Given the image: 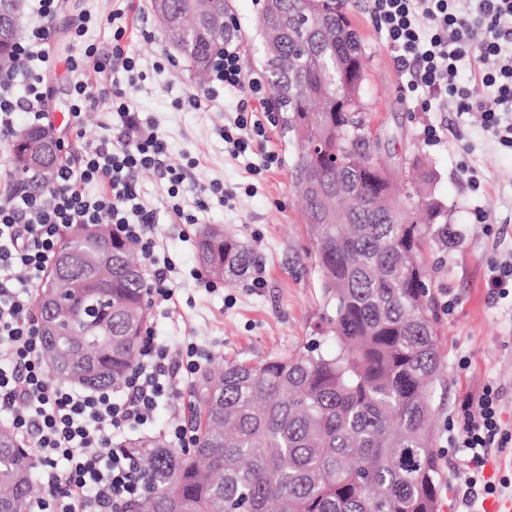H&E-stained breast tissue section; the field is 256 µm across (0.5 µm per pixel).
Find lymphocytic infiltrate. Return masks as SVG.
I'll use <instances>...</instances> for the list:
<instances>
[{"label": "lymphocytic infiltrate", "instance_id": "f902f5d3", "mask_svg": "<svg viewBox=\"0 0 512 512\" xmlns=\"http://www.w3.org/2000/svg\"><path fill=\"white\" fill-rule=\"evenodd\" d=\"M59 0H35V23L16 44L9 62L0 65V141L9 140L17 113H26L35 126L51 122L52 90L42 70L48 62L53 20ZM456 0H371L372 15L396 53L401 69L410 73V86L440 102H454L460 111L478 110L485 127L500 144L512 148V0H467L460 11ZM91 21L83 15L73 26L81 49L68 62L71 72L86 67L100 73L121 70L134 74L137 58L127 37L124 13L106 18L112 27V46L99 53L85 35ZM485 23L481 41L471 31ZM483 63L473 86L455 82L457 63L464 57ZM25 73L23 96L12 92L18 73ZM211 88L206 95L188 94L182 107L204 108L217 87L244 89L236 116L223 130L230 154L239 158L261 148L266 137L268 110L258 109L267 88L260 79H245L235 39H228L211 65ZM107 106L116 109L118 124L110 138L86 142L77 156L58 160L50 190L34 195L14 183L8 204L0 206V415H7L17 438L39 451L40 482L44 493L31 512H117L121 502L143 490L141 463L117 447L114 434L127 427L147 425L159 401L177 382L199 372L198 345L183 344L179 356L153 340L143 342L136 366L117 401L107 389H87L56 383L48 376L43 342L33 317L30 293L56 255L59 240L76 224H110L134 242L146 261L147 300L157 306L174 304L176 266L161 250L154 234L157 211L145 203L137 187L142 171L157 172L167 182L168 210L175 223H196L185 211L180 187L183 168L167 164V145L153 125L133 107L119 82L95 84L79 79L73 85L69 125L82 136L85 112ZM100 185L92 194L88 185ZM466 424L449 439L467 456L465 504L478 496H493L511 481L486 479L489 450L501 430L500 393L486 385L462 403Z\"/></svg>", "mask_w": 512, "mask_h": 512}]
</instances>
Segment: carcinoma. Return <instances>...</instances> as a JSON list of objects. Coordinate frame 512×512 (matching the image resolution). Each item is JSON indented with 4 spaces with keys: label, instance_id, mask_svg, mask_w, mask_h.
I'll return each mask as SVG.
<instances>
[{
    "label": "carcinoma",
    "instance_id": "carcinoma-1",
    "mask_svg": "<svg viewBox=\"0 0 512 512\" xmlns=\"http://www.w3.org/2000/svg\"><path fill=\"white\" fill-rule=\"evenodd\" d=\"M222 21L196 17L197 0H168L186 27L174 40L189 66L206 74L224 48L227 0H213ZM277 58L262 64L292 146L289 170L303 201L306 251L334 303L328 324L336 348L295 351L261 362H228L206 378L193 413V448H173L160 435L126 438L120 447L147 470L143 495L119 512H436L438 465L429 426L431 392L440 369V337L426 299L423 252L454 242L442 202L428 190L434 172L407 162L417 194L388 205L394 172L378 157L364 111L365 52L336 0H265L258 22ZM347 85L346 103L336 95ZM15 132V175L39 194L24 144ZM342 155L340 168L314 146ZM81 225L64 248L103 242L112 264L61 266L44 278L69 289L67 325L45 336L50 371L65 364L70 381L121 387L134 368L149 321L144 264L129 241L101 224ZM201 264L227 284L245 279L252 249L219 224L197 241ZM37 456L0 424V512H29Z\"/></svg>",
    "mask_w": 512,
    "mask_h": 512
}]
</instances>
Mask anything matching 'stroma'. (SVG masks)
<instances>
[{"label":"stroma","mask_w":512,"mask_h":512,"mask_svg":"<svg viewBox=\"0 0 512 512\" xmlns=\"http://www.w3.org/2000/svg\"><path fill=\"white\" fill-rule=\"evenodd\" d=\"M151 5L152 0H60L46 75L54 114L66 113L74 82L67 67L76 50L73 22L87 13L94 16L86 38L105 53L112 42L105 18L112 10H124L131 49L146 75L129 96L143 117L155 123L167 144L169 164L187 166L185 207L193 208L201 188L215 182L235 194L226 203L208 196V209L199 213L198 223L175 224L163 206V181L150 171L138 174L144 199L158 210L155 232L175 260L181 281L175 311L150 310L154 339L172 347L196 338L209 354L203 363L208 371L221 370L228 361L260 362L290 353L314 339L331 348L320 274L304 253L307 230L279 126L267 130V147L277 154V165L253 177L243 160L230 156L222 135L235 115L239 91L219 93L201 111L176 109L177 99L203 93L208 85L181 59L156 69L161 53L171 52L172 46L153 16L147 22L154 40L139 36L140 11ZM262 8L263 0H231L241 63L250 78L264 73V46L257 31ZM345 12L365 47L370 90L366 111L371 126L379 130L381 151L393 166L417 157L436 172L433 188L458 238L457 246L427 251L425 257L441 336L442 366L433 399L434 446L442 479L437 512H464L465 456L450 447L448 438L463 425L460 401L478 395L489 383L501 389V426L508 438L492 449L485 475L512 478V294L501 296L489 284L492 268L512 259V149L500 146L485 130L479 111L459 112L438 104L422 109L407 86L408 75L400 71L377 28L370 0H348ZM432 127L439 141H428ZM471 170L477 175L473 182L467 176ZM249 183L255 189L248 194L244 187ZM204 224L224 225L255 249L257 264L249 279L211 289L212 278L199 264L195 248ZM201 386V377H194L163 400L151 431H166L175 415L190 419Z\"/></svg>","instance_id":"1"}]
</instances>
